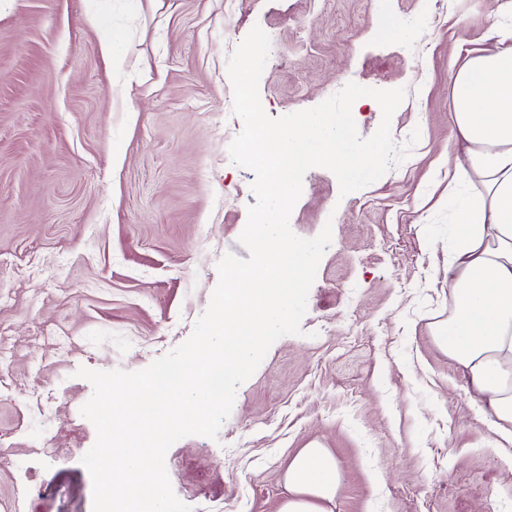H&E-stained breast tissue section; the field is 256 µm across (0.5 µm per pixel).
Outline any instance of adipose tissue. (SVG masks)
<instances>
[{"label":"adipose tissue","instance_id":"ef3b65f1","mask_svg":"<svg viewBox=\"0 0 512 512\" xmlns=\"http://www.w3.org/2000/svg\"><path fill=\"white\" fill-rule=\"evenodd\" d=\"M489 38L451 75L453 306L436 335L512 442V21L495 20ZM340 477L330 451L309 443L288 465L279 512H332Z\"/></svg>","mask_w":512,"mask_h":512}]
</instances>
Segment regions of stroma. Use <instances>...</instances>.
Wrapping results in <instances>:
<instances>
[{"mask_svg": "<svg viewBox=\"0 0 512 512\" xmlns=\"http://www.w3.org/2000/svg\"><path fill=\"white\" fill-rule=\"evenodd\" d=\"M506 3L0 0V504L93 512V387L76 370L165 356L206 310L218 261L248 258L255 174L230 159L224 126L243 123L224 101L228 58L257 25L267 115L351 81L402 88L393 140L420 139L345 196L327 169L307 172L290 227L309 239L328 224L332 241L303 333L271 346L217 439L170 447L175 495L193 512H278L290 461L317 441L341 467L334 512H512V445L435 340L451 304V73ZM28 380L53 398L39 419Z\"/></svg>", "mask_w": 512, "mask_h": 512, "instance_id": "1", "label": "stroma"}]
</instances>
